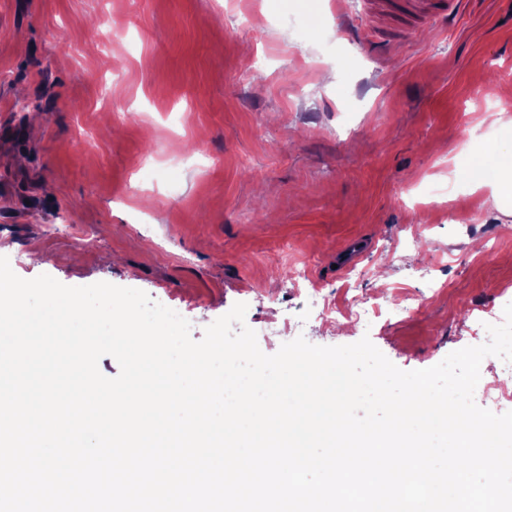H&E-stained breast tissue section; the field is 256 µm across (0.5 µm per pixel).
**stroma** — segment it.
Here are the masks:
<instances>
[{
    "mask_svg": "<svg viewBox=\"0 0 512 512\" xmlns=\"http://www.w3.org/2000/svg\"><path fill=\"white\" fill-rule=\"evenodd\" d=\"M0 0V256L19 277L108 282L181 309L193 340L234 304L278 352L305 305L292 266L332 290L312 344L371 342L426 369L487 342L472 303L512 283V218L488 191L430 185L512 147V0H464L399 42L368 36L359 0ZM259 60L258 75L243 76ZM370 245L359 281L335 262ZM367 298L368 325L343 315ZM411 295L403 322L390 297ZM484 385L512 389L486 357Z\"/></svg>",
    "mask_w": 512,
    "mask_h": 512,
    "instance_id": "stroma-1",
    "label": "stroma"
}]
</instances>
